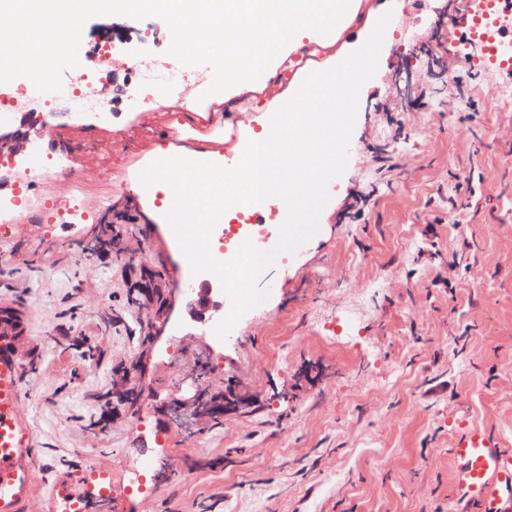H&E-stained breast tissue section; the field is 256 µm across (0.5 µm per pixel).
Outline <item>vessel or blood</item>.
<instances>
[{
    "label": "vessel or blood",
    "instance_id": "b4317fda",
    "mask_svg": "<svg viewBox=\"0 0 512 512\" xmlns=\"http://www.w3.org/2000/svg\"><path fill=\"white\" fill-rule=\"evenodd\" d=\"M21 358L0 342V512H29L35 481L34 434L20 410ZM448 454L455 463L454 500L458 512H512V450L484 430L463 427ZM112 495L109 476L90 470L81 492L56 486L52 512H88Z\"/></svg>",
    "mask_w": 512,
    "mask_h": 512
}]
</instances>
